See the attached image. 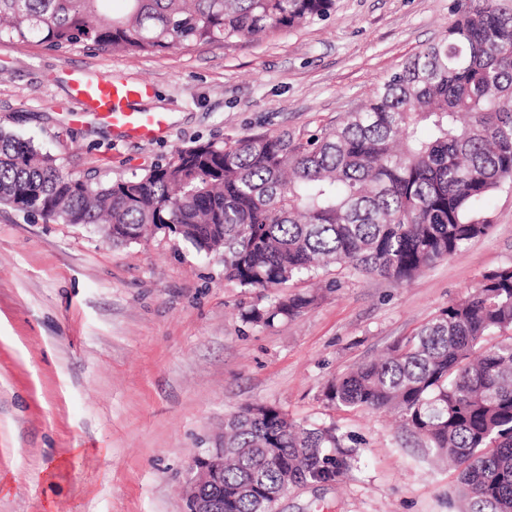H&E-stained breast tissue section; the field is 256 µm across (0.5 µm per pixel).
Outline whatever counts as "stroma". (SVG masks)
<instances>
[{
    "mask_svg": "<svg viewBox=\"0 0 512 512\" xmlns=\"http://www.w3.org/2000/svg\"><path fill=\"white\" fill-rule=\"evenodd\" d=\"M454 0H335L331 15L259 41L129 54L0 43V129L33 139L73 177L115 182L172 152L336 125L453 20ZM145 81L167 141L128 140L79 112L71 69ZM493 228L412 282L332 266L334 289L293 319L240 313L312 281L258 293L221 256L171 233L116 246L94 226L0 205V512H188L192 457L248 403L336 426L359 450L333 483L290 487L272 512H465L457 474L386 413L339 410L325 387L377 358L512 264V183L485 202ZM81 464H69L72 449Z\"/></svg>",
    "mask_w": 512,
    "mask_h": 512,
    "instance_id": "1",
    "label": "stroma"
}]
</instances>
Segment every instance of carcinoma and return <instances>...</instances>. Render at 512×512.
<instances>
[{
  "label": "carcinoma",
  "instance_id": "carcinoma-1",
  "mask_svg": "<svg viewBox=\"0 0 512 512\" xmlns=\"http://www.w3.org/2000/svg\"><path fill=\"white\" fill-rule=\"evenodd\" d=\"M0 0V43L66 54L189 53L261 40L330 16L334 0ZM445 35L367 102L304 140L288 132L177 149L141 175L94 183L0 130V203L65 224L112 225V243L168 230L222 255L224 279L281 288L347 265L403 284L492 224L484 200L512 182V7L455 0ZM318 295L241 312L269 326ZM335 407L393 411L458 471L469 512H512V265L482 276L404 342L332 381ZM224 480L201 494L224 512H270L295 483L336 481L357 461L336 426L247 404L224 419Z\"/></svg>",
  "mask_w": 512,
  "mask_h": 512
}]
</instances>
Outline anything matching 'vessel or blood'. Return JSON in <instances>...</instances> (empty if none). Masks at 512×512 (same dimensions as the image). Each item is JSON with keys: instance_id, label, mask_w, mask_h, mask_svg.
Masks as SVG:
<instances>
[{"instance_id": "obj_1", "label": "vessel or blood", "mask_w": 512, "mask_h": 512, "mask_svg": "<svg viewBox=\"0 0 512 512\" xmlns=\"http://www.w3.org/2000/svg\"><path fill=\"white\" fill-rule=\"evenodd\" d=\"M71 86L81 111L96 113L114 132L145 141L162 140L170 134L165 113L134 111L127 106L131 99L152 94L153 89L147 83L116 81L106 75L91 76L75 69L71 72Z\"/></svg>"}]
</instances>
